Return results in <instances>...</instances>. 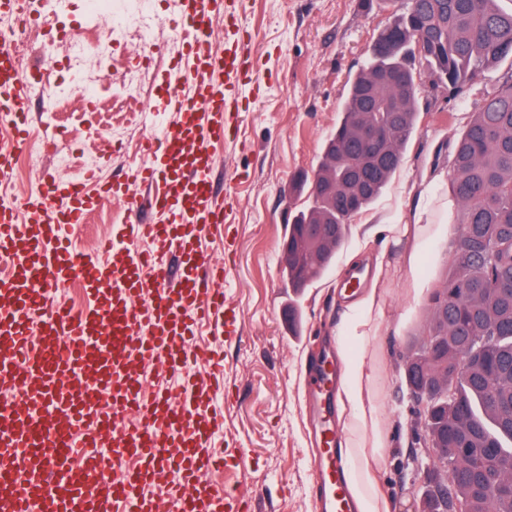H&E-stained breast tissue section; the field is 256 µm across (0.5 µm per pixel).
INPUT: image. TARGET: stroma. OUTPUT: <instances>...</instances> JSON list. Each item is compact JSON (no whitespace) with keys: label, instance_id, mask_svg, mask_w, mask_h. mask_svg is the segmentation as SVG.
Segmentation results:
<instances>
[{"label":"stroma","instance_id":"35a3bbf8","mask_svg":"<svg viewBox=\"0 0 512 512\" xmlns=\"http://www.w3.org/2000/svg\"><path fill=\"white\" fill-rule=\"evenodd\" d=\"M182 0H112L111 15L87 16L84 0H63L43 10L48 23L82 26L90 37L112 34V51L100 55L81 80L126 82L137 94L126 109L134 127L106 139L52 121L54 102L30 103L34 136L57 141L74 156L96 157L95 171L104 181H119L128 165L145 163L140 143L150 128L148 110L157 104V90L169 62L182 53V42L166 25ZM123 24L112 27L111 16ZM392 20L383 0H243L239 25L242 53L248 58L251 90L241 102L233 144L215 150L212 177L216 189L231 187L222 202L231 221L200 230L206 255L222 260L228 270V294L243 327L241 338L228 340L208 328L197 331L192 347L196 376L209 372V352L224 356L225 397L218 412L223 435L215 447L249 451L241 469L221 473L238 486L250 512H318L313 487L314 419L307 381L318 354H333L330 338L338 320L336 294L339 270L356 252L381 257L388 272V308L378 366L385 388L383 405L392 426V446L382 489L397 512H421L420 496L411 480L400 479L406 458V415L398 405L399 355L426 322L428 298L413 299L406 291L409 245L380 249L367 242L368 225L400 223L412 200L410 189L433 173L449 171L453 135L460 132L483 93L497 88L512 73V62L486 68L473 83L429 97L419 95L416 131L403 162L378 200L351 221L345 244L333 269L294 296L283 275L281 242L284 226L309 203L308 192L292 189L294 179L311 173L324 140L335 128L347 81ZM154 27L151 62L138 64L132 45L142 24ZM97 212L106 217L96 234L84 227L71 230L77 248L101 264L111 255L97 252L100 239L117 235L125 223L122 200L102 199Z\"/></svg>","mask_w":512,"mask_h":512}]
</instances>
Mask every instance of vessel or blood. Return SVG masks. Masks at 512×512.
Listing matches in <instances>:
<instances>
[{"label":"vessel or blood","mask_w":512,"mask_h":512,"mask_svg":"<svg viewBox=\"0 0 512 512\" xmlns=\"http://www.w3.org/2000/svg\"><path fill=\"white\" fill-rule=\"evenodd\" d=\"M241 0H184L168 23L184 46L160 89L159 109L179 121L143 139L146 165L128 168L124 180L91 193L84 179H46L39 193L21 203H0V255L11 271L0 277V336L11 355L0 358V389L25 387L21 404L0 412V503L7 512H87V495L59 480L76 470L73 449L106 435V452L93 461L111 471L107 492L113 512H242L237 490L215 481L223 459L209 441L221 423L215 404L222 396L224 359L212 360L208 380L192 376L188 341L203 323L219 325L226 338L241 334L224 294L227 270L199 249V230L227 221L215 201L208 145L235 135L245 62L237 31ZM223 32L226 49L209 45ZM12 34H0V170L24 148L29 121L28 84L9 49ZM132 184L147 195H129ZM126 200V238L103 240L102 252L117 250L110 265L87 260L73 249L69 231L84 223L98 195ZM73 279L85 281L108 303L84 311L48 304V289ZM40 317L44 337L29 336ZM163 361L179 375L174 388L148 390L143 366ZM95 368L99 406L84 393L88 368ZM333 381L329 361L317 364L308 380L314 398ZM319 457L313 474L319 512H350L337 433L330 425L314 432ZM182 483L175 498L163 497L171 475Z\"/></svg>","instance_id":"b4317fda"}]
</instances>
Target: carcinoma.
Here are the masks:
<instances>
[{"label":"carcinoma","instance_id":"1","mask_svg":"<svg viewBox=\"0 0 512 512\" xmlns=\"http://www.w3.org/2000/svg\"><path fill=\"white\" fill-rule=\"evenodd\" d=\"M398 46L369 50L349 82L336 130L305 183L309 206L285 225L289 287L298 294L330 267L352 218L382 193L402 162L416 127L423 75L438 89H456L484 68L512 56V10L497 0H387ZM431 50L416 57L414 39ZM396 74L392 87L379 81ZM385 132L383 154L362 140L367 126ZM450 191L459 202L450 269L431 297L432 317L418 345L402 355L400 402L408 414L405 475L430 468L455 474L444 490L419 488L422 512H512V493L497 481L512 473V75L487 93L452 144ZM355 198L354 210L342 198ZM307 224H332L336 242L302 239ZM451 384L430 413L420 393ZM457 448H466L460 455Z\"/></svg>","mask_w":512,"mask_h":512}]
</instances>
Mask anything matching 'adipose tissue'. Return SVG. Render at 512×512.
<instances>
[{
	"label": "adipose tissue",
	"mask_w": 512,
	"mask_h": 512,
	"mask_svg": "<svg viewBox=\"0 0 512 512\" xmlns=\"http://www.w3.org/2000/svg\"><path fill=\"white\" fill-rule=\"evenodd\" d=\"M446 184L445 174L435 175L428 193L419 194L411 204L405 223L374 224L367 230L368 237L389 245L410 242L407 278L418 297L426 293L418 265L429 259L433 241L455 221L458 211ZM382 282L383 266L378 263L370 287L344 300L334 339L339 366L336 403L342 432L339 455L354 512H393L395 508L380 484L392 439L391 422L380 399L383 386L377 368L387 296Z\"/></svg>",
	"instance_id": "ef3b65f1"
}]
</instances>
